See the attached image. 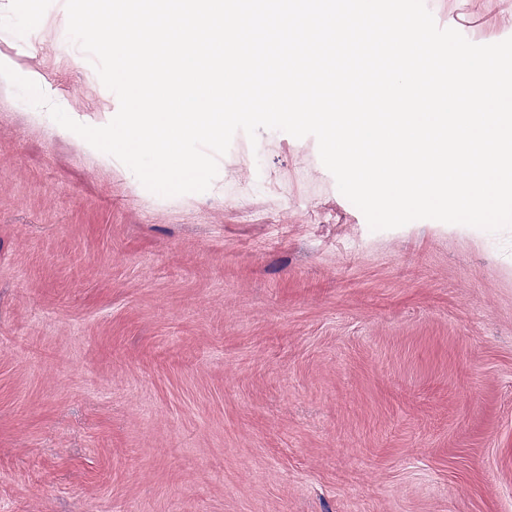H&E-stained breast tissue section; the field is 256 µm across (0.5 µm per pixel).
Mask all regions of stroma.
Here are the masks:
<instances>
[{
	"label": "stroma",
	"mask_w": 512,
	"mask_h": 512,
	"mask_svg": "<svg viewBox=\"0 0 512 512\" xmlns=\"http://www.w3.org/2000/svg\"><path fill=\"white\" fill-rule=\"evenodd\" d=\"M476 44L512 0H426ZM65 0L0 63L119 109ZM0 92V512H512V229L371 230L314 137L161 197Z\"/></svg>",
	"instance_id": "35a3bbf8"
}]
</instances>
